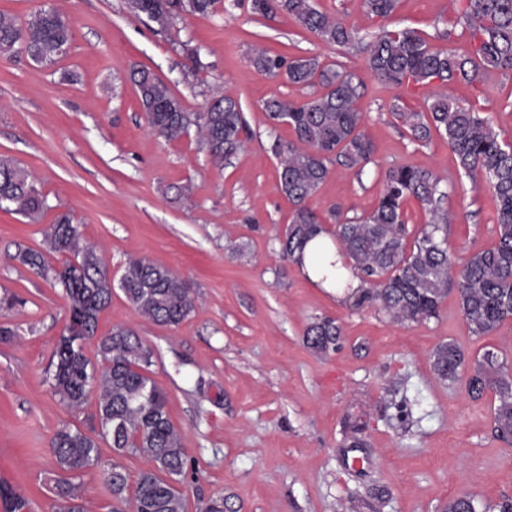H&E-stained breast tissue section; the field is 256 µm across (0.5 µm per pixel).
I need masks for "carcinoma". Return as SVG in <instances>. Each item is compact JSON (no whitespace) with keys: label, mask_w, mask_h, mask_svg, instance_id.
<instances>
[{"label":"carcinoma","mask_w":512,"mask_h":512,"mask_svg":"<svg viewBox=\"0 0 512 512\" xmlns=\"http://www.w3.org/2000/svg\"><path fill=\"white\" fill-rule=\"evenodd\" d=\"M453 14L468 30V46L435 50L428 38L409 28L388 29L366 38L344 19L319 11L313 0H251L253 12L288 15L301 29L342 55L364 57L380 82L409 90L437 84L441 89L424 99L419 110L396 97L393 115L408 128L412 139L426 142L432 133L445 138L458 168L469 176L482 175L497 208V238L486 249L459 263L448 250L450 210L441 178L431 170L393 165L383 176L376 206L364 216L340 218L333 212L341 267L359 271L366 287L347 296L353 306H372L400 324L419 323L438 316L440 304L455 289L464 321L476 336L494 331L512 318V142L494 130L486 116L464 105L443 87L465 83L483 89L496 73L512 71V0H452ZM222 0H126L128 11L145 15L162 29L183 14L206 17ZM367 13L390 18L398 0H363ZM21 29L17 18L0 13V54L25 52L38 64L52 66L69 51L72 22L53 7L33 12ZM254 69L309 90L305 99L272 97L262 110L272 126L287 125L294 139L277 140L272 151L279 161V190L293 204L282 236V257L299 264L308 243L320 232V220L309 202L340 165L362 174L372 162L374 144L364 129L363 113L355 106L360 83L338 62L333 67L317 56H283L256 51ZM134 87L148 127L171 142L195 126L213 161L237 154L248 137L240 101L230 93L211 99L204 112L187 111L170 86L152 70L134 69ZM417 201L426 224L410 232L403 204ZM51 209L38 181L15 160L0 157V210L34 222ZM414 235L412 246L407 238ZM45 252L18 246L13 259L63 288L70 304V329L81 327V338L94 336L100 314L120 289L145 319L177 327L194 310L189 283L170 268L148 258L129 260L118 283L103 277L97 251L87 244L69 215L61 213L44 232ZM62 256L61 269L47 264L44 253ZM340 326L332 319L310 323L304 332L308 348L319 354L336 349ZM99 360L91 361L81 347L59 343L55 352L52 387L67 408L79 414L95 404V424L88 430L65 424L54 434L52 453L59 469L52 492L63 503L60 512H86L83 476L97 468L100 442L118 455H140L150 467L134 482L114 464L105 473L112 492L110 512H186L178 488L185 475L187 455L179 429L171 421L168 395L149 375L152 351L136 331L114 326L98 343ZM431 367L438 379L465 382L474 399L494 394L493 430L512 447V371L486 352L475 363L455 344H440ZM446 512H478L475 499L453 498Z\"/></svg>","instance_id":"obj_1"}]
</instances>
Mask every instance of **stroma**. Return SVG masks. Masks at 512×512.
Returning a JSON list of instances; mask_svg holds the SVG:
<instances>
[{
    "label": "stroma",
    "mask_w": 512,
    "mask_h": 512,
    "mask_svg": "<svg viewBox=\"0 0 512 512\" xmlns=\"http://www.w3.org/2000/svg\"><path fill=\"white\" fill-rule=\"evenodd\" d=\"M316 4L365 36L385 25L425 33L437 48L464 44V24L443 0H399L384 24L367 15L363 0ZM43 6L72 20L68 54L53 66L22 52L0 55V154L39 181L51 206L37 224L0 210V327L14 332L0 342V486L28 499L32 512L58 508L49 491L51 440L72 417L48 368L69 325L68 302L13 256L21 245L42 249L45 226L67 212L113 276L128 258L147 257L192 287L195 308L175 328L146 321L114 291L96 337L84 344L96 358L99 337L123 325L151 348L152 376L169 395L186 448L187 512H207L220 499L232 512H442L464 493L492 512L512 503V447L494 434L492 394L473 399L464 383H443L431 369L446 342L469 359L490 350L512 366V319L472 335L452 292L437 318L400 326L374 308L349 307L281 259L292 205L278 190L271 147L293 134L271 127L262 103L304 93L256 72L250 55L260 46L341 60L361 84L357 106L374 162L360 175L333 167L310 201L324 228H335L331 210L345 217L372 210L385 168L428 169L449 194L448 246L462 260L495 242V204L485 179L465 175L444 138L416 142L392 114L396 96L417 105L428 87L399 93L362 56L340 58L288 16L265 18L236 0L166 31L129 13L125 0H0V12L20 20ZM186 45L199 53L198 72L189 69ZM139 67L168 83L190 112L204 111L215 93L233 94L252 131L244 151L218 167L197 132L176 142L154 135L129 81ZM66 71L73 81L63 80ZM452 91L512 141V72L495 75L481 93L463 83ZM183 185L189 198L176 193ZM319 318L342 331L326 355L303 336ZM357 419L363 445L353 448L344 430ZM101 455V467L84 477L88 512L112 506L104 469L116 463L134 476L148 466L106 444Z\"/></svg>",
    "instance_id": "stroma-1"
}]
</instances>
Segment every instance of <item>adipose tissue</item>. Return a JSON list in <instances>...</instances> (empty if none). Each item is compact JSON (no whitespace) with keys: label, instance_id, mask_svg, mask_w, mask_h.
<instances>
[{"label":"adipose tissue","instance_id":"obj_1","mask_svg":"<svg viewBox=\"0 0 512 512\" xmlns=\"http://www.w3.org/2000/svg\"><path fill=\"white\" fill-rule=\"evenodd\" d=\"M338 258L335 241L322 234L307 246L300 269L325 292L342 300L349 291L361 288L362 281L351 270L335 269L334 264Z\"/></svg>","mask_w":512,"mask_h":512}]
</instances>
